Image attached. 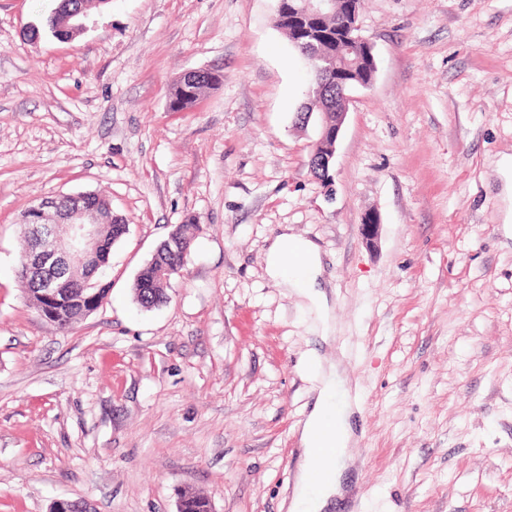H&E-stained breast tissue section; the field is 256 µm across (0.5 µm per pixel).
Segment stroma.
Instances as JSON below:
<instances>
[{"mask_svg": "<svg viewBox=\"0 0 512 512\" xmlns=\"http://www.w3.org/2000/svg\"><path fill=\"white\" fill-rule=\"evenodd\" d=\"M57 0H0V512H293L319 364L354 407L329 512H512V0H364L370 87L351 93L331 182L299 124L307 65L277 0H110L68 41ZM223 80L171 111L190 70ZM104 196L127 235L70 330L17 276L21 213ZM381 220L377 251L361 234ZM200 230L168 301L134 300L172 225ZM315 242L333 341L266 274L282 231Z\"/></svg>", "mask_w": 512, "mask_h": 512, "instance_id": "obj_1", "label": "stroma"}]
</instances>
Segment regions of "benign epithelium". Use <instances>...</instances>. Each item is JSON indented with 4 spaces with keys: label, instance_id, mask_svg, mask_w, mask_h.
Returning <instances> with one entry per match:
<instances>
[{
    "label": "benign epithelium",
    "instance_id": "obj_1",
    "mask_svg": "<svg viewBox=\"0 0 512 512\" xmlns=\"http://www.w3.org/2000/svg\"><path fill=\"white\" fill-rule=\"evenodd\" d=\"M340 0H296L292 10L310 25L331 14ZM359 13L347 16L336 12V53H318L310 57L317 73L322 74L350 62V54L360 44L373 47V44L361 34L358 25ZM357 86L367 87V82H349L336 87V105L340 109L333 113L334 120L327 119L322 113L319 140L330 138L337 142L347 116L350 92ZM335 147L321 156L318 149H313L309 156V168L318 170L319 176L328 174ZM23 236L27 237L30 246L19 258L18 278L34 279L41 283V292L37 296H27L29 304L42 316L45 302L55 299L62 283L57 272L74 269L79 276L72 278L74 282H85L89 286L98 284V269L85 262V259L97 253L103 246L100 226L103 217L99 206L90 204L87 192L59 196H45L25 212L18 221ZM361 231L366 247L371 250L378 248L380 217L375 212L365 215ZM91 503L84 500L58 499L53 502L51 512H82L90 508Z\"/></svg>",
    "mask_w": 512,
    "mask_h": 512
}]
</instances>
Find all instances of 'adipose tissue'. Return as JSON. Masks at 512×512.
Returning <instances> with one entry per match:
<instances>
[{"label": "adipose tissue", "instance_id": "ef3b65f1", "mask_svg": "<svg viewBox=\"0 0 512 512\" xmlns=\"http://www.w3.org/2000/svg\"><path fill=\"white\" fill-rule=\"evenodd\" d=\"M266 271L270 278L309 301L323 324L322 335H329L328 298L318 286L322 264L317 246L280 233L268 249ZM319 377V394L301 431L303 461L297 475L294 512H324L330 498L341 495L342 478L351 458L353 407L346 381L334 365L321 368ZM319 444L333 449L334 455L328 479L317 484L312 475L314 448Z\"/></svg>", "mask_w": 512, "mask_h": 512}]
</instances>
